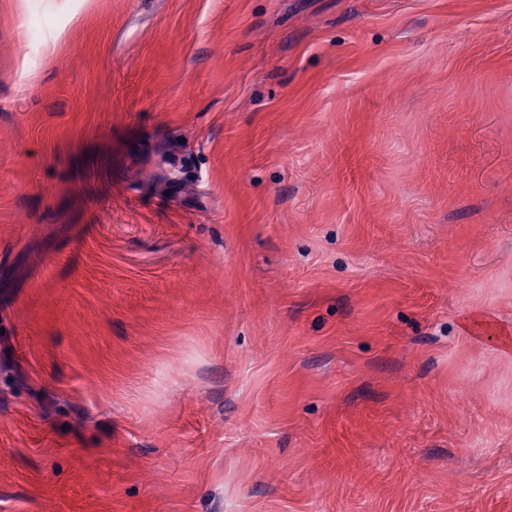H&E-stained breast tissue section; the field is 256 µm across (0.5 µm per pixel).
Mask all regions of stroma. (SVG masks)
I'll return each mask as SVG.
<instances>
[{"mask_svg": "<svg viewBox=\"0 0 512 512\" xmlns=\"http://www.w3.org/2000/svg\"><path fill=\"white\" fill-rule=\"evenodd\" d=\"M512 0H0V512H512Z\"/></svg>", "mask_w": 512, "mask_h": 512, "instance_id": "1", "label": "stroma"}]
</instances>
